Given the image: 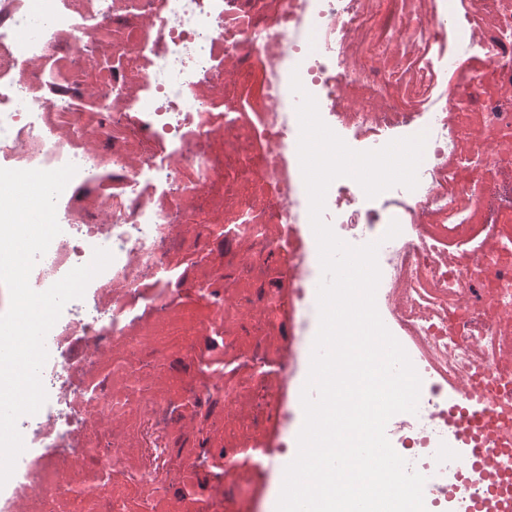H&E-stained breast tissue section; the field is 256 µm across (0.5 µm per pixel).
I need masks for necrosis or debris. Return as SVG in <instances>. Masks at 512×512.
<instances>
[{"mask_svg":"<svg viewBox=\"0 0 512 512\" xmlns=\"http://www.w3.org/2000/svg\"><path fill=\"white\" fill-rule=\"evenodd\" d=\"M295 74L352 141L427 135L415 189L374 209L340 178L323 219L346 242L400 225L376 304L422 385L386 436L447 512V377L498 367L492 395L512 400V154L472 146L512 138V0H0V168H77L30 285L114 256L45 338L47 400L18 421L0 512H250L313 275ZM91 410L111 428L84 430ZM503 446L495 494L459 488L484 512L512 502V423Z\"/></svg>","mask_w":512,"mask_h":512,"instance_id":"necrosis-or-debris-1","label":"necrosis or debris"}]
</instances>
